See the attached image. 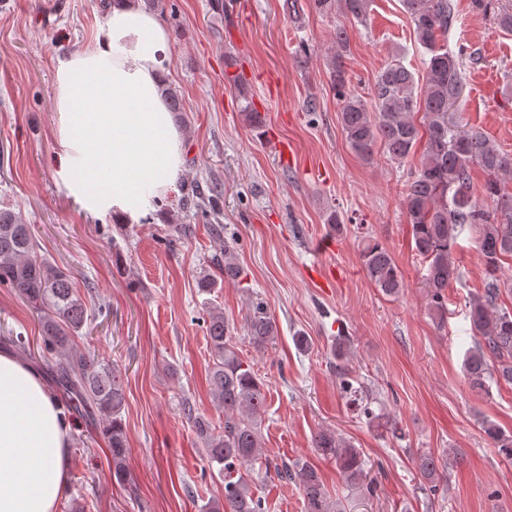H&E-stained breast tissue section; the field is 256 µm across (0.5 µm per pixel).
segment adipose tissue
Returning <instances> with one entry per match:
<instances>
[{
    "label": "adipose tissue",
    "instance_id": "adipose-tissue-1",
    "mask_svg": "<svg viewBox=\"0 0 512 512\" xmlns=\"http://www.w3.org/2000/svg\"><path fill=\"white\" fill-rule=\"evenodd\" d=\"M169 32L112 0L77 50L53 65L55 175L93 216L140 223L177 189L185 148L163 92ZM72 427L40 374L0 353V512H57L69 492Z\"/></svg>",
    "mask_w": 512,
    "mask_h": 512
}]
</instances>
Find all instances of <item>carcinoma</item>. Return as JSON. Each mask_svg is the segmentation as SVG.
<instances>
[{
	"label": "carcinoma",
	"mask_w": 512,
	"mask_h": 512,
	"mask_svg": "<svg viewBox=\"0 0 512 512\" xmlns=\"http://www.w3.org/2000/svg\"><path fill=\"white\" fill-rule=\"evenodd\" d=\"M353 19L366 20L369 0H313L320 14L336 10V2ZM424 57V86L418 87L411 70L394 58L376 76L372 105L347 88L344 69L331 60L330 80L340 104V123L346 142L360 157L369 159L381 147L390 160L401 163L422 150L420 165L406 184L405 205L413 248L424 264L421 275L427 308L440 325L447 321V291L458 279L453 257L458 236L465 228L476 234V248L487 281L484 291L466 306V318L476 337L468 350L465 378L469 387L487 394L492 385H512V311L498 304L502 292L512 294V278L501 279L504 260L512 259V192L504 181L512 177V154L494 146L480 131L464 130L453 121L448 108L460 97L465 70L477 63V52L448 49L445 36L455 22L450 0H402ZM422 113L421 124L414 116ZM487 174L483 192L492 203L485 207L472 193L473 165ZM366 277L385 296L397 299L405 288L402 271L392 253L375 239L361 243ZM29 226L10 208L0 209V285L15 289L41 314L47 350L55 356L57 386L66 404H79L99 415L108 438L112 478L127 479V433L122 423L125 392L118 371L93 356L72 355L74 336L87 320V309L73 278L65 270L39 258ZM224 278L238 283L244 271L233 248L224 245ZM210 340L211 393L224 411V428L217 432L210 421L190 404L184 412L204 444L208 464L218 467L224 481V503L211 505L213 512H263L255 495L254 465L265 456L261 417L266 410L263 383L239 356L229 321L217 306L206 309ZM245 332L257 347L275 342L277 325L261 302L251 305ZM486 436L498 453L512 460V433L484 421ZM317 453L339 467L352 485L364 482L365 464L354 443L325 429L314 436ZM420 475L431 495L440 487L435 457H419ZM282 479L299 484L305 512H341L330 501L316 470L306 464L274 465Z\"/></svg>",
	"instance_id": "obj_1"
}]
</instances>
